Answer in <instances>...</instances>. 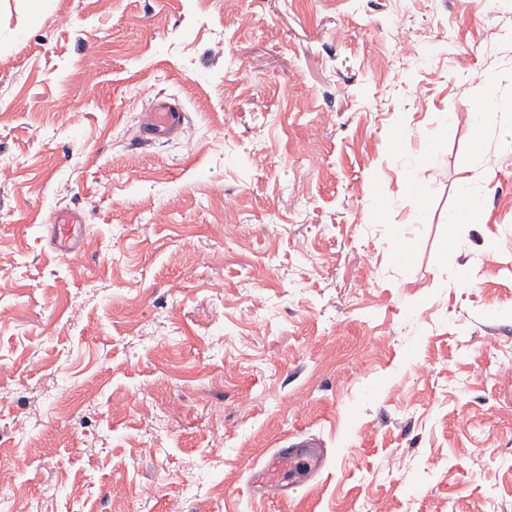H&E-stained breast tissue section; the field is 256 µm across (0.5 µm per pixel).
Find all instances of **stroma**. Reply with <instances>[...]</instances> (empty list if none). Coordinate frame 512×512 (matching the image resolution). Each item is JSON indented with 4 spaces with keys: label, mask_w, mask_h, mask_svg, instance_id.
Masks as SVG:
<instances>
[{
    "label": "stroma",
    "mask_w": 512,
    "mask_h": 512,
    "mask_svg": "<svg viewBox=\"0 0 512 512\" xmlns=\"http://www.w3.org/2000/svg\"><path fill=\"white\" fill-rule=\"evenodd\" d=\"M158 94L186 132L144 145ZM492 98L512 100V0H0V432L23 430L0 491L29 512H512V114L470 159ZM463 187L483 211L452 231ZM62 207L86 225L66 265ZM299 437L321 473L255 496L248 464ZM504 109L500 102L489 101L476 108V122L472 131V144L477 155L482 153L483 139L488 127L495 121L499 112ZM80 212L73 209H56L51 224L46 225L49 244L57 254L72 256L78 253L79 243L85 230Z\"/></svg>",
    "instance_id": "obj_1"
}]
</instances>
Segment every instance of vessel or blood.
<instances>
[{
	"mask_svg": "<svg viewBox=\"0 0 512 512\" xmlns=\"http://www.w3.org/2000/svg\"><path fill=\"white\" fill-rule=\"evenodd\" d=\"M184 132V108L173 97L156 98L140 125V138L147 143L168 141ZM84 230L82 214L73 209L55 210L46 227L53 250L69 256L77 254ZM324 457L321 444L299 440L289 447L274 449L262 460L250 464L248 482L254 490L284 497L289 489L311 480L320 471Z\"/></svg>",
	"mask_w": 512,
	"mask_h": 512,
	"instance_id": "vessel-or-blood-1",
	"label": "vessel or blood"
}]
</instances>
